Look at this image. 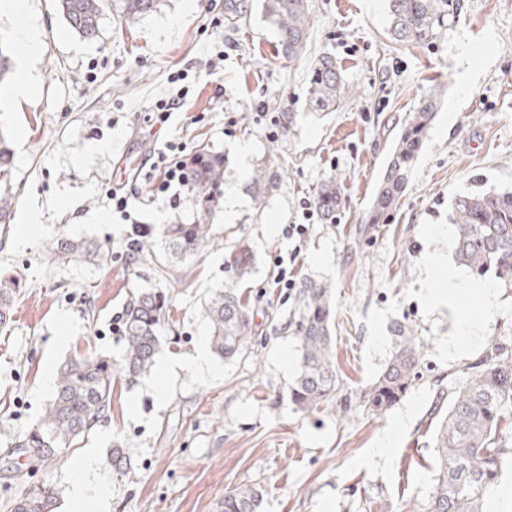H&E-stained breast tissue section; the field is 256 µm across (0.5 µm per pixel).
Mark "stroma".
Returning a JSON list of instances; mask_svg holds the SVG:
<instances>
[{"instance_id":"1","label":"stroma","mask_w":512,"mask_h":512,"mask_svg":"<svg viewBox=\"0 0 512 512\" xmlns=\"http://www.w3.org/2000/svg\"><path fill=\"white\" fill-rule=\"evenodd\" d=\"M0 14V37L13 42L15 62L27 44L15 35L27 21L42 32L39 84L26 100L0 85V128L14 145L18 197L8 232H0V281L14 289L10 327L0 332V512L37 486L56 489L54 512L68 500L87 449L109 489L103 512H219L225 493L252 486L260 512H415L435 486L434 427L427 413L436 379L462 381V366L496 340L512 341V288L493 290L495 314L469 348L448 350L459 315L475 309L462 298L438 307L429 289L449 274L466 275L451 249L448 206L461 193L512 187V0H461V10L430 44L393 41L387 0H313L307 55L277 53L275 27L263 0H237L233 24L211 23L215 0H163L157 11L129 20L112 6L96 41L76 35L56 0H15ZM223 47L224 66L205 61ZM336 58L353 93L337 111H310L307 85L320 54ZM188 72V105L172 114L170 136L187 153L208 148L226 160L215 238L174 293L170 330L157 364L134 383L115 385L105 423L81 442L14 476L24 462L16 439L40 420L49 394L46 374L71 356L94 350L120 358L117 318L148 268L129 266L133 227L147 233L195 218L190 197L179 209L136 199L140 186L127 157L147 155L154 101L167 77ZM444 103L417 159L410 184L387 223L360 234L384 167L391 136L433 89ZM271 167L279 178L256 204L253 177ZM336 178L344 198L335 217L304 220L303 201ZM131 194V218L113 216L107 187ZM308 223L296 260L298 278L336 286V364L344 387L338 402L306 414L289 397L296 344L281 329L293 290L270 287L273 258L290 252L285 224ZM59 239L104 248L95 260H49ZM252 250L254 265L237 280L233 248ZM238 285L254 309L246 352L211 357V371L189 368L209 348L203 302L214 289ZM410 326L424 344V377L391 409L367 414L361 398L395 348L390 328ZM177 363L163 375L161 365ZM121 445L124 464L110 459Z\"/></svg>"}]
</instances>
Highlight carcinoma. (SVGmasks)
Segmentation results:
<instances>
[{
  "mask_svg": "<svg viewBox=\"0 0 512 512\" xmlns=\"http://www.w3.org/2000/svg\"><path fill=\"white\" fill-rule=\"evenodd\" d=\"M111 0H57V10L70 28L85 40H94ZM161 0H121V14L134 19L156 11ZM460 0H388L389 31L402 43H432L442 27L457 16ZM265 18L278 33V53L300 59L310 37L312 0H264ZM14 48L0 39V84L13 66ZM349 85L336 59L326 54L314 64L307 89L308 106L317 112H334L348 96ZM441 91L434 90L401 126L389 150L383 173L363 224H382L399 206L408 189L415 161L440 107ZM14 152L0 132V224L11 223L17 198L13 192ZM224 156L202 149L188 160L187 190L196 200L197 219L163 224L158 234L162 248L137 241L126 255L130 264L151 266L155 284L137 288L126 300L120 338V359L88 351L66 361L59 369L55 394L40 422L16 442L28 456V466L72 448L94 427L106 421L118 379L137 380L154 365L169 323L172 289L185 282L191 265L214 238L211 220L217 212L224 182ZM316 202L328 216L341 203V188L334 179L321 183ZM448 221L454 226L452 250L457 262L477 279L493 273L498 283L512 287V190L472 191L451 202ZM77 241L60 239L48 248L56 262L77 257H97ZM12 289L0 284V328L9 325ZM211 330V349L224 359L240 356L252 334L253 311L233 287L212 291L205 300ZM336 306L332 285L304 279L295 294V309L285 329L294 336L299 351L298 372L290 387L291 402L306 413L319 411L342 392V378L333 350ZM396 347L383 371L366 391L363 407L377 415L404 399L422 373L423 343L412 329L393 326ZM458 385L439 389L430 416L436 420L432 437L439 470L423 512H483L485 499L512 457V343L490 344L482 357L464 367ZM54 487L42 484L20 499L14 512H52ZM261 493L251 486L224 496L221 512H258Z\"/></svg>",
  "mask_w": 512,
  "mask_h": 512,
  "instance_id": "cac0c4a2",
  "label": "carcinoma"
}]
</instances>
